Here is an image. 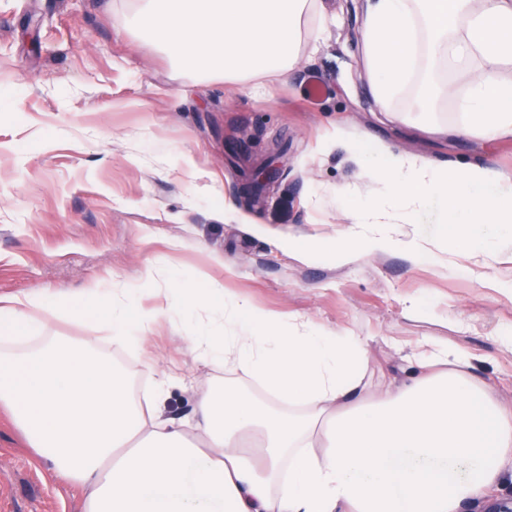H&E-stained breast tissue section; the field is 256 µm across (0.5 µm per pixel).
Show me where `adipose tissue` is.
<instances>
[{
  "instance_id": "adipose-tissue-1",
  "label": "adipose tissue",
  "mask_w": 512,
  "mask_h": 512,
  "mask_svg": "<svg viewBox=\"0 0 512 512\" xmlns=\"http://www.w3.org/2000/svg\"><path fill=\"white\" fill-rule=\"evenodd\" d=\"M361 52L382 109L415 84L419 111L455 99L465 116L452 134H512V0H367ZM473 68L462 95L443 74ZM361 175L384 184L382 199L344 212L338 262L391 249L439 261L436 242L482 253L493 229L512 224V176L481 167L437 168L413 153L375 143ZM430 213L433 238L395 239L371 224H415ZM173 308L204 321L183 338L198 357L241 372L274 399L266 406L234 386L201 389L192 424L161 419L169 383L147 400L97 351L96 337L29 339L59 313H87L42 288L0 296V412L54 480L78 484L84 512H462L512 463V403L477 380L468 355L420 340L404 379L370 389L368 344L346 332L285 323L218 283L164 288ZM113 347L142 350L158 319L127 330L130 291L90 290Z\"/></svg>"
}]
</instances>
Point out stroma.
I'll return each instance as SVG.
<instances>
[{
  "instance_id": "35a3bbf8",
  "label": "stroma",
  "mask_w": 512,
  "mask_h": 512,
  "mask_svg": "<svg viewBox=\"0 0 512 512\" xmlns=\"http://www.w3.org/2000/svg\"><path fill=\"white\" fill-rule=\"evenodd\" d=\"M135 0H0V295L33 288L85 298L130 288L129 315L158 305L146 272L197 273L226 295L290 323L367 339L373 383L403 378L404 358L430 338L474 357L476 378L512 399V244L437 264L397 249L336 262V189L354 201L377 187L341 145L352 135L437 167L512 175V136L430 135L412 110L414 86L378 112L362 77L363 15L318 0L326 19L287 80L200 79L127 30ZM276 176L250 202L251 167ZM181 318L161 319L145 353L113 350L135 391L154 383L145 356L178 374L165 416L192 419L201 387L256 384L194 358ZM0 512H83L79 487L50 479L0 413Z\"/></svg>"
}]
</instances>
